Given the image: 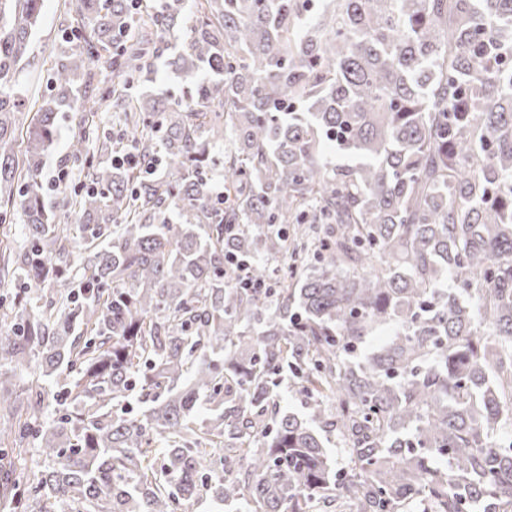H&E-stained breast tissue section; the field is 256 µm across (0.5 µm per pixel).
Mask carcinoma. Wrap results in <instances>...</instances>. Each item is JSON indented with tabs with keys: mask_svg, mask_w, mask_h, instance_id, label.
Wrapping results in <instances>:
<instances>
[{
	"mask_svg": "<svg viewBox=\"0 0 512 512\" xmlns=\"http://www.w3.org/2000/svg\"><path fill=\"white\" fill-rule=\"evenodd\" d=\"M74 7L82 27L20 157L14 76L41 0H0V225L21 216L26 241L0 248L16 278L0 312L14 320L0 512H183L204 496L245 512H512V438L493 437L512 428V0ZM187 20L168 64L195 96L144 100L149 45ZM105 62L98 110L119 125L78 128L66 161L87 182L49 206L57 114L86 111ZM290 256L300 268L269 265ZM288 377L309 418L278 412L271 428ZM45 382L61 404L49 419ZM320 426L322 427L321 434L328 439L326 446L336 461V469H338L340 473H345L348 471L347 456L337 432L333 431L330 427L324 428V425Z\"/></svg>",
	"mask_w": 512,
	"mask_h": 512,
	"instance_id": "1",
	"label": "carcinoma"
}]
</instances>
